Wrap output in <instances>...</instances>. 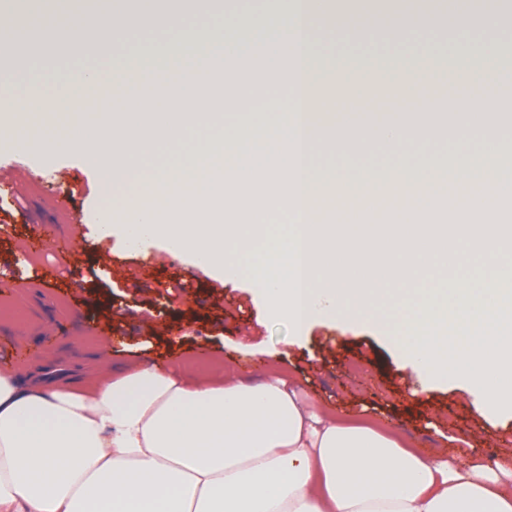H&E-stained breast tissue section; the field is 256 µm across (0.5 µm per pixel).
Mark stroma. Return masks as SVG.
Segmentation results:
<instances>
[{"instance_id":"stroma-1","label":"stroma","mask_w":512,"mask_h":512,"mask_svg":"<svg viewBox=\"0 0 512 512\" xmlns=\"http://www.w3.org/2000/svg\"><path fill=\"white\" fill-rule=\"evenodd\" d=\"M289 7L290 0H222L217 10L189 9L166 23L131 27L121 41L126 47L143 42L169 45L187 29L221 27L227 17L238 14L281 16ZM326 37L336 53L355 56L424 50L438 57L457 44L479 45L490 37L512 50V25L506 23L453 30L408 27L398 33L362 35L331 27ZM477 92L512 104V80L476 88L453 81L426 84L417 95L444 101ZM283 95L280 86L262 84L252 100L238 104L234 111L199 116L180 138L159 143L149 166L178 161L206 140L215 125L230 130L252 124L258 135L256 148L269 150V135L282 128L283 118L266 111L264 102ZM148 97L155 98L158 110L169 109L155 87L126 83L111 88L98 103L81 104L73 112L22 115L11 137L0 140V153L22 160L43 178L73 187L86 239L76 255L62 257L50 226L57 218L51 202L28 185L14 195L0 193V210L12 221L11 230L0 233V282L18 288L17 295H0V369L27 373L39 368L49 377L66 380L93 371L94 356L104 346L117 365L131 361L163 365L173 356L177 368L190 379L219 383L232 372L253 379L278 373L300 398L328 414L396 434L427 455L486 462L512 448V415L480 416L466 387L453 381H425L396 351L383 331L394 324L393 312H383L375 321L316 318L297 331L270 317L249 273L223 280L197 270L190 258L170 253L159 241L132 251L116 236L98 240L96 226L110 196L96 169L70 141L81 127L102 121L128 101ZM414 101L375 92L365 102L353 104L337 95L327 120L368 125L408 113ZM482 148L477 139L462 141L443 129L430 141L409 142L403 152L417 163L430 155L447 161L458 151L476 154ZM392 164L391 154L378 146L365 152L329 147L309 161L314 169L344 166L352 179L368 169H391ZM37 224L43 227L44 247L31 259L18 243L31 237ZM424 257L433 275L447 280L466 276L482 282L496 268L512 267V249L491 260L474 244L430 249ZM51 267L61 270L60 286L54 292L39 286ZM176 271L182 275L181 288L165 287V280Z\"/></svg>"}]
</instances>
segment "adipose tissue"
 <instances>
[{
	"label": "adipose tissue",
	"mask_w": 512,
	"mask_h": 512,
	"mask_svg": "<svg viewBox=\"0 0 512 512\" xmlns=\"http://www.w3.org/2000/svg\"><path fill=\"white\" fill-rule=\"evenodd\" d=\"M107 22L88 27L78 10L51 14L72 39L118 36L143 19H163L167 0H102ZM374 0H293L284 28L266 35L267 21L244 17L208 36L185 33L154 63L173 74L165 93L172 108L153 100L129 102L101 134L75 136L74 145L113 191V215L100 237L121 236L137 248L160 240L217 275L248 269L270 313L302 328L316 317L371 319L396 312L390 339L429 381L458 380L478 394L483 416L512 414V269L484 284L461 277L445 286L419 266L424 247L475 234L496 255L512 239L501 223L512 198V167L487 173L471 153L437 167L398 159L389 199L356 195L343 170L312 172L309 157L327 143L363 151L376 142L397 152L411 139L433 136L436 105L406 117L359 128L325 124L329 93L360 100L371 89L378 57L343 56L323 45L327 27L357 31L440 23L444 14L469 16V0H401L377 9ZM495 40L450 51L452 67L429 63L420 52L397 54L390 87L414 97L421 82L454 76L483 78L481 60L500 59ZM259 71L287 91L270 109L305 113L315 95V131L291 130L277 142L288 170L269 196L289 191L291 223L228 224L224 207L245 186L268 182L260 157H244L241 132L214 131L204 148L180 162L135 174L136 156L174 136L198 113L223 105L211 84L247 93L242 73ZM61 81L50 77L8 87L11 108L0 111V133L22 112L58 105ZM494 97L449 103L458 134H487ZM420 273L426 288L406 301L379 283ZM0 512H512V450L495 463L438 461L417 454L394 435L326 416L299 400L285 382L235 376L215 387L191 383L161 366H104L94 376L22 383L0 372Z\"/></svg>",
	"instance_id": "adipose-tissue-1"
}]
</instances>
